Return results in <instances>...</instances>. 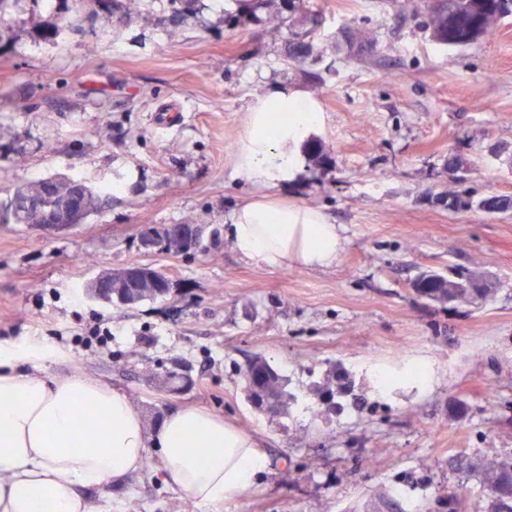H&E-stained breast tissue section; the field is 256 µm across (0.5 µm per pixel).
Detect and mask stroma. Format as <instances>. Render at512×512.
Listing matches in <instances>:
<instances>
[{"mask_svg": "<svg viewBox=\"0 0 512 512\" xmlns=\"http://www.w3.org/2000/svg\"><path fill=\"white\" fill-rule=\"evenodd\" d=\"M139 3L46 42V2L17 14V37L0 52V198L50 175L116 186L63 232L0 224V348L29 336L61 348L50 375L125 393L147 425L188 404L252 434L267 467L222 512H377L381 485L427 512H487L457 458L512 456V210L476 207L512 197V15L449 47L398 0H304L322 17L315 29L294 14L268 24L282 0L253 13L242 0H199L176 24L170 0ZM348 28L370 43L349 46ZM295 33L314 52L292 65ZM274 84L319 107L302 173L278 195L341 226L345 249L330 268H258L223 233L248 195L233 165L246 113ZM452 191L472 207L450 206ZM185 222L214 230L206 253L141 249L145 228ZM133 263L168 272L170 295L132 308L88 299V280ZM451 269L491 280L495 293L478 307L413 290L421 273ZM96 323L110 328L108 343L88 339ZM257 355L297 396L281 414L247 399L242 370ZM414 359L432 366L431 385L379 395L371 369ZM160 365L186 370L191 388H159L149 371ZM337 371L362 410L314 414L312 391L334 387ZM158 467L151 459L114 490L113 512H212Z\"/></svg>", "mask_w": 512, "mask_h": 512, "instance_id": "stroma-1", "label": "stroma"}]
</instances>
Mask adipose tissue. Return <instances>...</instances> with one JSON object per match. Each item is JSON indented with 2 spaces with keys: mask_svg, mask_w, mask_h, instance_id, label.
Segmentation results:
<instances>
[{
  "mask_svg": "<svg viewBox=\"0 0 512 512\" xmlns=\"http://www.w3.org/2000/svg\"><path fill=\"white\" fill-rule=\"evenodd\" d=\"M320 119L316 104L285 85L250 106L234 160L237 178L275 187L293 179L300 149ZM242 259L260 268L334 266L340 228L317 209L252 197L226 229ZM58 348L29 340L0 349V512H112V491L158 454L173 489L220 512L266 467L254 438L195 407L147 426L132 400L81 376L47 374Z\"/></svg>",
  "mask_w": 512,
  "mask_h": 512,
  "instance_id": "ef3b65f1",
  "label": "adipose tissue"
}]
</instances>
